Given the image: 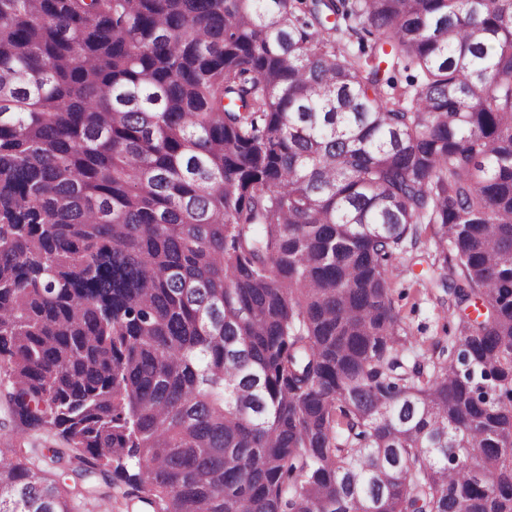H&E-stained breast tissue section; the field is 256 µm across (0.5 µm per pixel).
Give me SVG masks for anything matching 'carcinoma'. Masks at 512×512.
<instances>
[{"label": "carcinoma", "mask_w": 512, "mask_h": 512, "mask_svg": "<svg viewBox=\"0 0 512 512\" xmlns=\"http://www.w3.org/2000/svg\"><path fill=\"white\" fill-rule=\"evenodd\" d=\"M2 361L153 512H512V0H0ZM0 512L80 503L8 441ZM436 247L430 235H424L415 247L408 245L407 252L393 261L389 271L392 298L403 326L412 336L426 344L434 341L445 344L448 331L450 334L454 331V322L448 318V303L441 305L436 295L428 293L417 284L418 279H423L420 274L423 269H427V265L425 262L413 265V262L419 257L434 255Z\"/></svg>", "instance_id": "cac0c4a2"}]
</instances>
